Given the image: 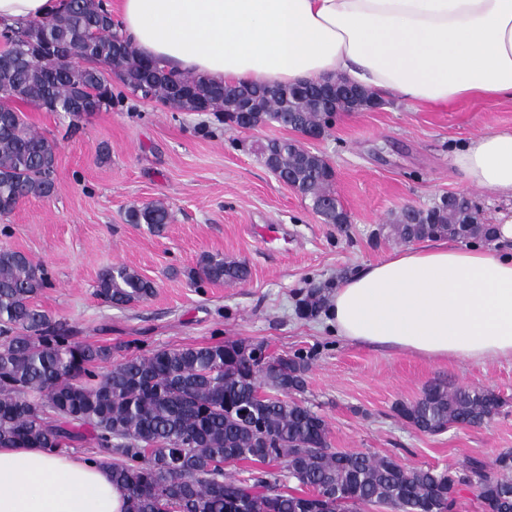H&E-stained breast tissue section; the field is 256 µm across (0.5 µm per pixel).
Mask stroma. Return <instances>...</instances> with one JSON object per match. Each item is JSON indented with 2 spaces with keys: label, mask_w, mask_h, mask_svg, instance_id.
<instances>
[{
  "label": "stroma",
  "mask_w": 512,
  "mask_h": 512,
  "mask_svg": "<svg viewBox=\"0 0 512 512\" xmlns=\"http://www.w3.org/2000/svg\"><path fill=\"white\" fill-rule=\"evenodd\" d=\"M23 111L57 142L55 192L0 216V247L46 268L51 285L36 303L76 340L114 346L117 361L239 339L272 355L302 351L311 356L302 399L326 420L334 448L457 473L470 459L491 463L512 450V360L475 365L345 343L321 315L297 312L310 289L330 296L358 267L400 248L387 226L405 206L464 194L493 223L506 203L471 185L452 156L482 131L512 128L511 100L415 107L388 95L380 109L337 113L324 138L304 147L335 170L332 190L350 216L342 226L325 223L249 149L297 139L295 131L230 128L208 112L133 97L79 118ZM155 201L168 207L170 224L128 223L131 208ZM206 253L245 262L249 279L192 288L188 274ZM113 265L152 280L154 296L121 309L104 304L96 283ZM438 378L495 391L501 413L478 427L416 431L395 407Z\"/></svg>",
  "instance_id": "stroma-1"
}]
</instances>
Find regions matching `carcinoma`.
<instances>
[{"instance_id":"carcinoma-1","label":"carcinoma","mask_w":512,"mask_h":512,"mask_svg":"<svg viewBox=\"0 0 512 512\" xmlns=\"http://www.w3.org/2000/svg\"><path fill=\"white\" fill-rule=\"evenodd\" d=\"M65 13L0 31V91L15 102L74 117L107 98L106 106L131 96L157 99L180 111L205 105L232 128L242 123L235 103H250L251 126L276 124L329 128L332 112L314 82L281 86H226L202 76L166 72L144 59L115 29L102 0H68ZM33 51L36 61L22 56ZM123 91L112 93L110 74ZM383 104L361 89L336 97V111L371 110ZM256 157L275 156L293 175L295 191L330 224L342 211L327 164L288 139L254 146ZM55 140L34 131L14 109L0 117V215L23 200L55 191ZM132 224L158 229L171 221L160 203L128 213ZM403 243L451 238H495L473 202L461 196L429 206H406L390 225ZM247 265L205 253L190 285L242 283ZM51 286L44 266L26 254L0 249V446L36 445L50 453L84 448L103 453L112 483L122 488L128 512H361L379 504L393 512H452L459 486L476 492L480 512H512V450L490 471L472 459L464 478L430 467H407L389 455L330 448L325 419L296 395L305 392L311 356L301 351L273 356L244 352V340L202 346L160 347L112 362V346L74 340L72 331L35 304ZM152 281L125 266L104 269L96 295L114 307L144 301ZM323 305L312 289L298 313ZM490 389L457 387L436 379L396 413L414 429L433 433L453 425L480 426L501 412ZM249 415L240 414L242 408ZM288 463V478L304 495L279 489L282 474L265 470L237 479L225 468L241 461Z\"/></svg>"}]
</instances>
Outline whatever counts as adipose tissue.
<instances>
[{
    "instance_id": "obj_1",
    "label": "adipose tissue",
    "mask_w": 512,
    "mask_h": 512,
    "mask_svg": "<svg viewBox=\"0 0 512 512\" xmlns=\"http://www.w3.org/2000/svg\"><path fill=\"white\" fill-rule=\"evenodd\" d=\"M141 56L224 84L342 78L413 105L512 99V0H105ZM512 201V129L454 155ZM498 246L432 240L358 268L323 313L341 340L427 359L512 358V215ZM101 456L0 447V512H126Z\"/></svg>"
}]
</instances>
